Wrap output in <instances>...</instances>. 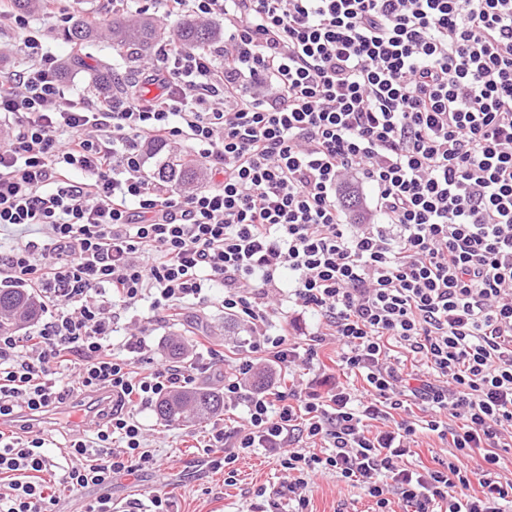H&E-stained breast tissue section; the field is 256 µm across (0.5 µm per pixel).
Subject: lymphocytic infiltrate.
<instances>
[{
  "mask_svg": "<svg viewBox=\"0 0 512 512\" xmlns=\"http://www.w3.org/2000/svg\"><path fill=\"white\" fill-rule=\"evenodd\" d=\"M163 16L224 24L221 45L168 39L145 82L120 96L69 94L28 16L0 0L25 64L0 69V280L34 284L48 307L0 333V512H56L45 473L95 490L80 512H112V481L159 461L136 411L191 385L194 363L140 367L131 334L112 350L117 311L149 301L156 320L218 299L255 338L224 375L237 426L214 424L204 450L281 451L283 492L307 512L312 479L332 471L410 512H502L499 449H512V0H160ZM194 141L217 176L179 190L151 180L146 146ZM368 184L378 222L353 224L340 185ZM319 319L308 342L265 330L280 275ZM361 387L247 390L254 353L310 371L317 347ZM402 349L421 372L392 362ZM112 408L48 455L41 416L75 392ZM448 438L442 468L415 470L413 424L369 434L405 400ZM482 463L470 468L473 452Z\"/></svg>",
  "mask_w": 512,
  "mask_h": 512,
  "instance_id": "lymphocytic-infiltrate-1",
  "label": "lymphocytic infiltrate"
}]
</instances>
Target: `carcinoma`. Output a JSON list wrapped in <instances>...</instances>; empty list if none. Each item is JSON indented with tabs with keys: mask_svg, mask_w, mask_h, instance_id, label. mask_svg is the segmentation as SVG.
Returning <instances> with one entry per match:
<instances>
[{
	"mask_svg": "<svg viewBox=\"0 0 512 512\" xmlns=\"http://www.w3.org/2000/svg\"><path fill=\"white\" fill-rule=\"evenodd\" d=\"M102 35L110 39L113 46L126 51L127 56L138 59L167 37L176 38L186 47H205L217 39L218 32L211 24L190 17L180 19L167 32L148 17L132 19L115 14L100 15L92 23L76 17L64 29V36L73 44ZM201 170V165L192 159L169 157L159 165L155 179L174 188L188 187L199 180ZM41 314V303L33 289L19 283L0 285V332L21 330L34 324ZM155 411L169 425L185 422L190 412L197 420L205 421L224 412V394L208 387L184 388L160 400Z\"/></svg>",
	"mask_w": 512,
	"mask_h": 512,
	"instance_id": "1",
	"label": "carcinoma"
}]
</instances>
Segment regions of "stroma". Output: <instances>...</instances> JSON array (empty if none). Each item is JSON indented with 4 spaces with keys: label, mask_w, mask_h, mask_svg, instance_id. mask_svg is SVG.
Here are the masks:
<instances>
[{
    "label": "stroma",
    "mask_w": 512,
    "mask_h": 512,
    "mask_svg": "<svg viewBox=\"0 0 512 512\" xmlns=\"http://www.w3.org/2000/svg\"><path fill=\"white\" fill-rule=\"evenodd\" d=\"M49 48L60 60L66 61L65 84L75 92L96 94L92 82L96 69H105L113 78L128 81L151 66L154 52L144 53L138 62H131L126 53L115 50L100 38L81 46H72L62 35L64 24L56 19L37 18L35 22ZM223 308L217 305L193 306L177 321L162 322L152 318L147 304L120 312L112 323L115 341H124L127 334L143 328L151 345L155 363H169L167 346L171 340L184 345L202 344L224 354L225 364H232L248 347L251 336L247 322H240L234 335L224 331ZM287 328L292 339L303 340L316 329L315 318L302 307L288 301L275 305L267 329L278 333ZM137 417L144 427L145 444L162 460L160 472L145 471L138 476H119L112 482V501L127 506L144 490L165 487L170 494V512H267L265 498L256 496L259 487L279 486L285 473L279 465L278 453H240L234 467L236 481L225 484L223 470L210 465L202 449L196 448L199 435L206 432L203 424L187 422L170 426L157 418L153 409L139 410ZM309 512H372L374 501L350 483L338 479L335 473L317 475L307 489Z\"/></svg>",
    "instance_id": "obj_1"
}]
</instances>
